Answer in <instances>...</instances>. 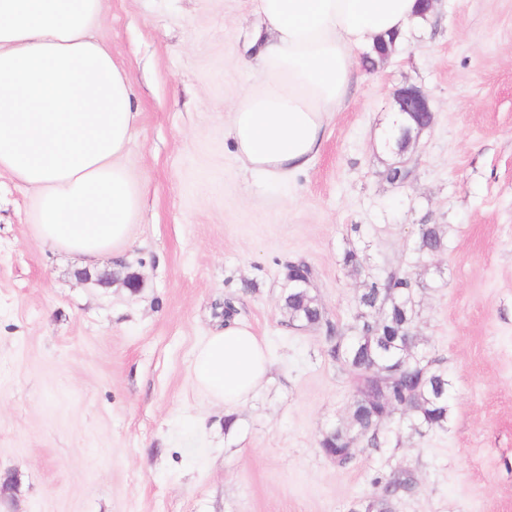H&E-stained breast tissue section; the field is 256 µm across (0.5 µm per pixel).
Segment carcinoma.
<instances>
[{
    "instance_id": "1",
    "label": "carcinoma",
    "mask_w": 512,
    "mask_h": 512,
    "mask_svg": "<svg viewBox=\"0 0 512 512\" xmlns=\"http://www.w3.org/2000/svg\"><path fill=\"white\" fill-rule=\"evenodd\" d=\"M445 234L440 224L418 225L413 251L420 257L441 252L446 246ZM342 261L353 273L365 274V280L350 326L343 330L331 327L326 337L327 355L353 376L345 429L327 430L318 442L321 454L339 467L356 458L359 449L348 444L357 436L373 448H386L392 444L391 423L421 436L445 428L449 411L448 373L421 346L417 334V279L410 272L365 271V249L355 246L344 251ZM300 272L314 278L309 264L290 261L283 267L284 281ZM281 306L293 327L316 326L324 320L322 307L307 287L284 288ZM374 484L380 486V493L360 502L358 512H392L396 495L411 494L417 488L409 469L385 481L377 477Z\"/></svg>"
}]
</instances>
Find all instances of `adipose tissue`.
Wrapping results in <instances>:
<instances>
[{
    "mask_svg": "<svg viewBox=\"0 0 512 512\" xmlns=\"http://www.w3.org/2000/svg\"><path fill=\"white\" fill-rule=\"evenodd\" d=\"M256 78L227 129L253 174L309 169L359 53L425 21L416 0H256ZM101 0H0V174L35 194L39 241L85 257L125 248L141 190L123 163L138 122L131 82L96 37ZM269 372L266 347L227 323L195 351L199 390L231 409Z\"/></svg>",
    "mask_w": 512,
    "mask_h": 512,
    "instance_id": "obj_1",
    "label": "adipose tissue"
}]
</instances>
